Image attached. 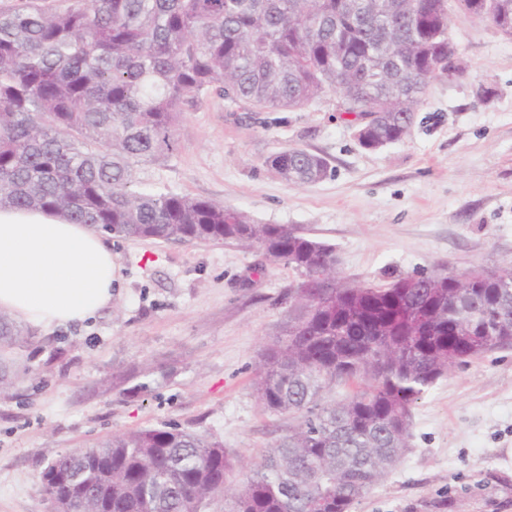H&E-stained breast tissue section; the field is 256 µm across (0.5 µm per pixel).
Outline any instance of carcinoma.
Here are the masks:
<instances>
[{
    "instance_id": "obj_1",
    "label": "carcinoma",
    "mask_w": 512,
    "mask_h": 512,
    "mask_svg": "<svg viewBox=\"0 0 512 512\" xmlns=\"http://www.w3.org/2000/svg\"><path fill=\"white\" fill-rule=\"evenodd\" d=\"M425 0H19L0 10V209L47 211L117 238L260 246L306 278L336 267L332 245L255 224L222 202L137 191L136 166L177 151L185 108L212 92L299 110L332 91L345 112L379 113L360 144L402 140L427 85L449 79L448 26ZM483 20L512 36V0ZM265 163L304 186L326 160L299 148ZM300 314L266 348L253 382L296 424L232 489L224 445L139 429L47 463L45 500L82 512H348L401 459L411 406L459 363L512 346V263L479 279L438 268L387 285L322 277L289 285ZM30 336L0 312V349ZM363 386L325 400L336 385Z\"/></svg>"
}]
</instances>
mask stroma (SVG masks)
<instances>
[{
	"mask_svg": "<svg viewBox=\"0 0 512 512\" xmlns=\"http://www.w3.org/2000/svg\"><path fill=\"white\" fill-rule=\"evenodd\" d=\"M448 32L461 71L428 85L405 139L364 149V114L332 92L292 112L213 91L186 108L177 152L138 167L141 187L332 244L346 285L512 263V37L459 8ZM293 147L326 160L322 181L291 186L266 165ZM103 243L118 265L111 307L0 351L30 370L0 395V512H49L47 462L116 433L195 432L249 467L293 423L252 388L294 313L291 267L233 241ZM411 420L401 461L349 512H512V346L451 368Z\"/></svg>",
	"mask_w": 512,
	"mask_h": 512,
	"instance_id": "obj_1",
	"label": "stroma"
}]
</instances>
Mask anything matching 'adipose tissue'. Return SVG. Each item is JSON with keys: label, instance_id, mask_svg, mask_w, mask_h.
<instances>
[{"label": "adipose tissue", "instance_id": "adipose-tissue-1", "mask_svg": "<svg viewBox=\"0 0 512 512\" xmlns=\"http://www.w3.org/2000/svg\"><path fill=\"white\" fill-rule=\"evenodd\" d=\"M114 264L99 233L44 211L0 210V311L64 326L112 303Z\"/></svg>", "mask_w": 512, "mask_h": 512}]
</instances>
